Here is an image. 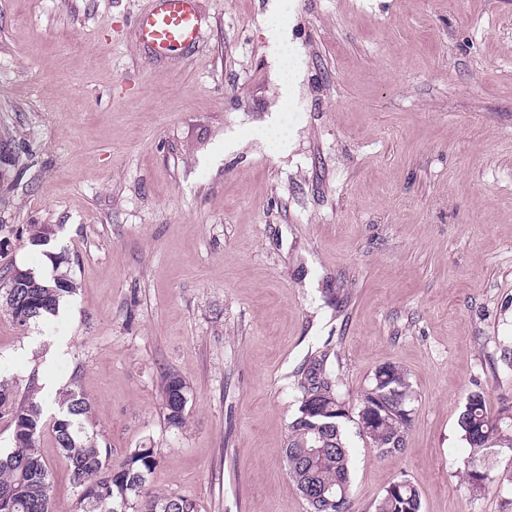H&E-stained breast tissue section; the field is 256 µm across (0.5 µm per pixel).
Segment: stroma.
<instances>
[{"label": "stroma", "mask_w": 512, "mask_h": 512, "mask_svg": "<svg viewBox=\"0 0 512 512\" xmlns=\"http://www.w3.org/2000/svg\"><path fill=\"white\" fill-rule=\"evenodd\" d=\"M269 2L200 0V43L154 62L148 0H0V276L53 251L76 285L25 330L0 308V360L89 401L113 461L155 448L147 492L197 512H310L283 455L309 357L352 406L393 362L413 422L384 455L346 422L353 512L401 479L423 512H512L466 491L457 426L472 390L512 403V0H288L276 47ZM180 390H182L185 395V385L183 381L177 376H169L165 381L163 393L167 410V419L174 426L182 424L184 419L185 405L181 409L178 407V403L180 402V395L178 391Z\"/></svg>", "instance_id": "35a3bbf8"}]
</instances>
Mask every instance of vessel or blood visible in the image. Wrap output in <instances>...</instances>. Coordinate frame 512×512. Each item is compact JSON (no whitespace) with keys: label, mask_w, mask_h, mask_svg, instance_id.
I'll list each match as a JSON object with an SVG mask.
<instances>
[{"label":"vessel or blood","mask_w":512,"mask_h":512,"mask_svg":"<svg viewBox=\"0 0 512 512\" xmlns=\"http://www.w3.org/2000/svg\"><path fill=\"white\" fill-rule=\"evenodd\" d=\"M201 30L199 0H150L134 22L137 42L156 61L195 46Z\"/></svg>","instance_id":"1"}]
</instances>
